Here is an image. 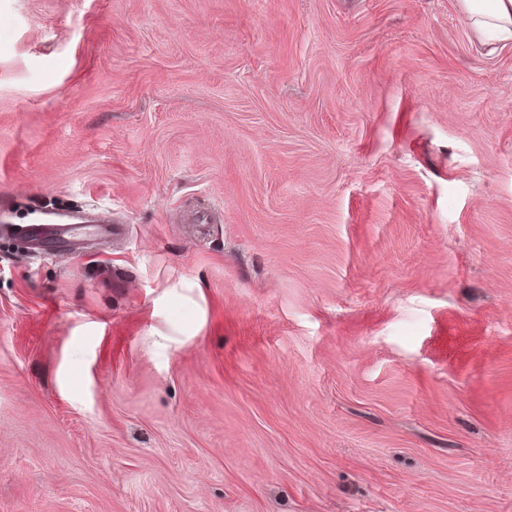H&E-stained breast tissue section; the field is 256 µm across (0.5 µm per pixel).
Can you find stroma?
Masks as SVG:
<instances>
[{"instance_id":"obj_1","label":"stroma","mask_w":512,"mask_h":512,"mask_svg":"<svg viewBox=\"0 0 512 512\" xmlns=\"http://www.w3.org/2000/svg\"><path fill=\"white\" fill-rule=\"evenodd\" d=\"M48 208L124 233L0 248V512H512V43L456 0H0Z\"/></svg>"}]
</instances>
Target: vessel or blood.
<instances>
[{
  "label": "vessel or blood",
  "instance_id": "obj_1",
  "mask_svg": "<svg viewBox=\"0 0 512 512\" xmlns=\"http://www.w3.org/2000/svg\"><path fill=\"white\" fill-rule=\"evenodd\" d=\"M115 232V226L105 221L87 228L66 223L63 215L56 213L49 214L48 221L44 224L0 225V236L25 240L31 250L59 257L84 250L87 237L107 239Z\"/></svg>",
  "mask_w": 512,
  "mask_h": 512
}]
</instances>
